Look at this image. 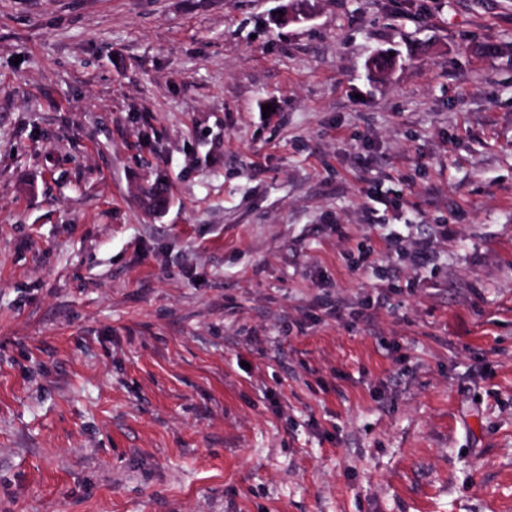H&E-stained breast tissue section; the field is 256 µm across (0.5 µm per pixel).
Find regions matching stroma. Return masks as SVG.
<instances>
[{"instance_id": "35a3bbf8", "label": "stroma", "mask_w": 512, "mask_h": 512, "mask_svg": "<svg viewBox=\"0 0 512 512\" xmlns=\"http://www.w3.org/2000/svg\"><path fill=\"white\" fill-rule=\"evenodd\" d=\"M287 2L0 0V512H512V0Z\"/></svg>"}]
</instances>
